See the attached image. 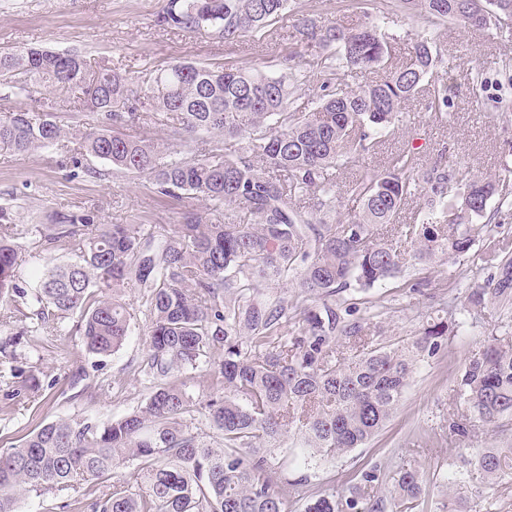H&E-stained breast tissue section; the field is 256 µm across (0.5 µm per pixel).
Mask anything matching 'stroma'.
Masks as SVG:
<instances>
[{"label": "stroma", "mask_w": 512, "mask_h": 512, "mask_svg": "<svg viewBox=\"0 0 512 512\" xmlns=\"http://www.w3.org/2000/svg\"><path fill=\"white\" fill-rule=\"evenodd\" d=\"M293 5L288 18L227 45L208 34L164 24L170 0H0V50L39 44L77 52L89 69L109 66L134 83L173 61L215 68L249 61L278 73L285 69L289 33L298 15L352 27L365 13L384 9L379 0H360L353 6L348 0H294ZM439 33L440 52L451 64L446 73L451 102L447 115L426 112L422 99L409 102L403 134L383 137L376 153L360 157L359 164L381 170L386 156L408 135L422 147V166L445 155L449 166L496 179L500 195L511 201L512 41L501 40L493 28L472 31L444 25ZM478 70L484 73L481 85L472 80ZM77 147V138L71 136L53 151L22 156L0 151V205L11 206L25 249L26 262L19 272L23 288H32L33 268L73 254L71 243L44 245L35 230L36 225L51 223L56 213L90 211L103 224H141L148 229L181 223L187 213L210 214L208 203L189 195L159 196L147 181L109 172L106 163ZM421 278L427 287L410 290L409 282ZM486 278V272L468 262H436L425 270L407 268L401 278L379 288L347 291L343 298L382 311V336L399 341L417 334L428 310L456 305L469 287ZM120 298L131 314L130 333L123 347L106 357L84 350L77 315L41 320L25 301L0 300V316L10 318L8 325L0 326V449L19 445L39 425L59 418L106 424L148 397L144 360L150 321L143 290L129 285ZM502 331L503 320L494 309H487L477 324L459 316L442 350L420 362L398 410L373 440L326 462L308 458L296 439H285L275 451L273 480L300 485L306 497L322 490L345 495L361 484L364 472L376 468L384 477L377 497L385 512H392L389 477L406 460L423 478L419 512H438L454 492L478 512H512V481L483 502L445 482L460 446L448 429L456 371L481 350L487 336ZM111 490V480H96L84 494L62 491L23 498L17 512H94L98 496Z\"/></svg>", "instance_id": "obj_1"}]
</instances>
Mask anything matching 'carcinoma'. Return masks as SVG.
Instances as JSON below:
<instances>
[{"label":"carcinoma","mask_w":512,"mask_h":512,"mask_svg":"<svg viewBox=\"0 0 512 512\" xmlns=\"http://www.w3.org/2000/svg\"><path fill=\"white\" fill-rule=\"evenodd\" d=\"M477 2L396 0V7L438 25L480 30L493 24L511 37L512 27L492 23ZM290 7L291 0H171L165 21L231 44L285 18ZM294 30L288 60L312 52L316 66L336 76V88L316 97L307 112L295 105L300 78L290 69L273 75L254 64L219 70L175 61L150 74L141 92L176 120L173 135L224 139V151L190 158L171 156L166 141L120 130L138 118L126 111L135 90L125 75L105 65L90 71L75 52L34 45L0 51L1 84L27 96L60 88L87 107L92 123L80 135L87 154L117 173L147 179L161 195L188 194L215 212L155 234L138 224H102L92 212L59 213L44 240H74L75 258L35 271L32 293L16 283L20 246L0 234V298L28 296L42 319L47 309L59 318L80 313L79 332L92 355L121 349L131 314L119 292L131 283L144 288L145 370L153 378L145 403L102 427L59 419L0 450V512H15L25 496L110 477L127 464L141 475L140 485L112 484V492L96 499L99 512H284V500L298 490L270 476L282 438L298 432L323 460L362 446L395 413L418 363L456 325L452 316L430 312L416 336L381 343L370 336L379 313L361 314L336 296L397 278L407 261L403 238L423 266L469 259L479 244L489 261L506 250L502 225L484 220L496 181L452 168L442 157L424 169L411 143L390 153L382 171H357L345 194H336L342 170L375 151L380 136L395 133L411 98L423 92L427 111H448L435 35L416 34L408 57L397 63L376 15L356 29L304 15ZM359 70L375 77L344 89ZM68 135L55 112L0 113V149L13 154L54 150ZM421 195L425 210L413 223H399L404 204ZM347 199L355 210L335 220ZM289 283L298 289L294 302L280 292ZM260 288L270 293L260 298ZM489 304L512 311L511 257L492 282L470 289L462 308L476 322ZM342 337L345 352L336 348ZM203 359L213 366L201 406L215 430L207 438L185 423L197 403L181 380ZM453 396L467 411L468 421L450 423L463 442L479 426L512 424V336L488 337L461 364ZM461 451L470 456L474 496L512 481L511 443ZM392 480L396 512L420 506L416 467L400 465ZM362 481L344 499L325 492L311 497L305 512H368L379 475L367 471Z\"/></svg>","instance_id":"cac0c4a2"}]
</instances>
